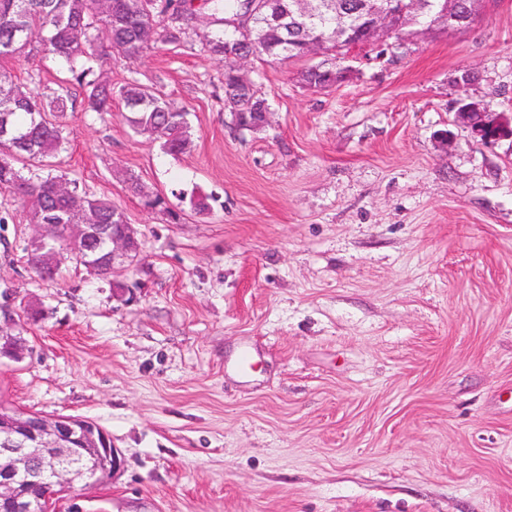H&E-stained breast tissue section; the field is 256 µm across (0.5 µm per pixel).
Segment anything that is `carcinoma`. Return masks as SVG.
Masks as SVG:
<instances>
[{
  "mask_svg": "<svg viewBox=\"0 0 512 512\" xmlns=\"http://www.w3.org/2000/svg\"><path fill=\"white\" fill-rule=\"evenodd\" d=\"M262 4L252 15L244 36L224 20L245 15L246 0H203L214 32L205 51L224 62L225 107L231 112L250 111L266 103L255 84L239 74L236 60L227 58L267 56L276 59L303 57L302 41L295 36L283 39L281 31L269 26L265 16L280 8L279 0ZM367 0H320L316 17L301 21L305 29L326 40L340 25L358 26L366 22ZM200 18L193 0H112V11L102 14L98 0H0V63L26 61L39 55H53L66 68L61 92L52 98L38 90L0 79V191L8 192L27 210L33 224H125V213L112 200L89 195L79 181L61 174L47 173L33 180L25 166H51L65 144L64 120L73 103L71 88L81 94L83 110L102 117L112 112L120 100L132 114L133 131L159 143L170 155L186 152L191 146V124L187 112L173 108L151 87L131 78L115 86L94 77L91 62L104 51L136 59L154 42L180 44ZM311 88L331 87L336 80L310 67L301 72ZM127 189L145 198V206L165 214L169 221L180 214L168 206L166 198L150 195L136 179L127 180ZM28 264L43 278L58 276V247L31 248Z\"/></svg>",
  "mask_w": 512,
  "mask_h": 512,
  "instance_id": "obj_1",
  "label": "carcinoma"
}]
</instances>
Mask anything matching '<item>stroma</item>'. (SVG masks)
Listing matches in <instances>:
<instances>
[{
    "label": "stroma",
    "instance_id": "obj_1",
    "mask_svg": "<svg viewBox=\"0 0 512 512\" xmlns=\"http://www.w3.org/2000/svg\"><path fill=\"white\" fill-rule=\"evenodd\" d=\"M209 32L95 68L185 109L190 151L136 135L117 101L75 107L53 166L124 211L137 259L93 277L65 250L40 279L0 192V326L25 342L0 403L93 420L122 461L61 512H512V142L455 117L463 98L512 114V0L323 90L304 62L246 64L260 132L234 129ZM0 73L60 78L50 58ZM127 189L135 196L144 197V204L147 208L162 212L168 217L170 222L176 223L180 220V214L168 206L165 197L158 194H148L145 187L137 179L129 178L127 180Z\"/></svg>",
    "mask_w": 512,
    "mask_h": 512
}]
</instances>
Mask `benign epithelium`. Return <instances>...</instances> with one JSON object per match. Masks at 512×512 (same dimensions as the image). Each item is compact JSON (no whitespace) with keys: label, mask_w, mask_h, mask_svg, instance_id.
Returning <instances> with one entry per match:
<instances>
[{"label":"benign epithelium","mask_w":512,"mask_h":512,"mask_svg":"<svg viewBox=\"0 0 512 512\" xmlns=\"http://www.w3.org/2000/svg\"><path fill=\"white\" fill-rule=\"evenodd\" d=\"M427 9L425 0H397L393 4L372 6L368 20L357 34L350 28L338 27L334 40L335 57L327 59L338 70L340 82L349 81L357 73L353 62L359 46L370 45L379 56L391 48L389 40L397 37L405 42L413 35H424L440 25L448 32L467 28L470 19L452 14L451 5L444 4L438 18L420 24ZM422 28L411 31V27ZM458 121L487 142L512 141V115L489 112L476 103H464L456 112ZM33 242L44 245L65 239L71 230L63 224H38ZM90 242L105 250L103 258L86 263L92 273L99 266L113 269L118 261L129 260L132 242L124 231H112L104 225L85 231ZM22 346L15 336H0V356L21 359ZM49 488L43 502L31 500L27 490L34 465ZM121 467L118 452L110 435L95 423L72 416L49 417L32 410L0 407V512H54L56 496L79 483L94 487L111 478Z\"/></svg>","instance_id":"7a95c632"}]
</instances>
